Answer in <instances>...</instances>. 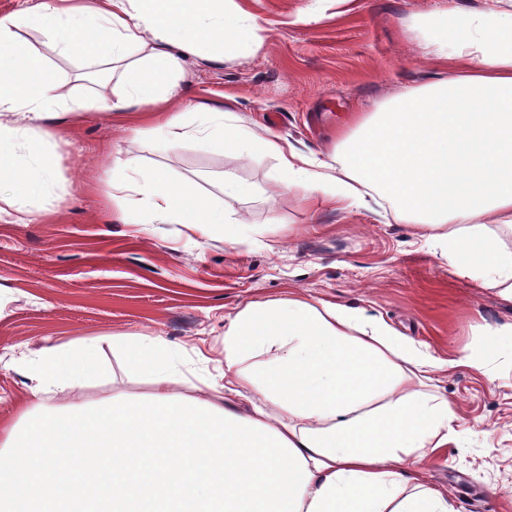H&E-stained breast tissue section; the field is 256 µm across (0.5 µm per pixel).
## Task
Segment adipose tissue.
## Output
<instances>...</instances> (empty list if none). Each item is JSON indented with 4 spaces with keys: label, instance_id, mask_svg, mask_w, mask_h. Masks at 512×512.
<instances>
[{
    "label": "adipose tissue",
    "instance_id": "ef3b65f1",
    "mask_svg": "<svg viewBox=\"0 0 512 512\" xmlns=\"http://www.w3.org/2000/svg\"><path fill=\"white\" fill-rule=\"evenodd\" d=\"M39 27L100 75L116 112L148 122L160 149L184 143L276 159L277 188L362 201L375 191L418 225L455 273L512 300V10L449 7L423 26L432 54L465 74L358 113L330 160L238 113L164 112L187 62L258 51L263 29L224 0H21L0 13V199L47 194L55 177L32 125L70 114L69 93L22 41ZM26 165H18V156ZM132 224L227 218L191 180L127 161L110 183ZM112 349L153 386L50 408L101 368L99 347L30 360L21 423L0 433V512H455L418 463L448 445L456 414L426 392L436 364L383 320L322 300L251 302L224 327V367L198 373L158 336ZM381 407H373L378 397ZM36 466H29L28 458Z\"/></svg>",
    "mask_w": 512,
    "mask_h": 512
}]
</instances>
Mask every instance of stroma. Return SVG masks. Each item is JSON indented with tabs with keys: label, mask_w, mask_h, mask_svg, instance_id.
Wrapping results in <instances>:
<instances>
[{
	"label": "stroma",
	"mask_w": 512,
	"mask_h": 512,
	"mask_svg": "<svg viewBox=\"0 0 512 512\" xmlns=\"http://www.w3.org/2000/svg\"><path fill=\"white\" fill-rule=\"evenodd\" d=\"M491 0H236L264 30L261 49L186 65L171 111L236 112L326 157L351 113L373 112L406 89L454 74L436 60L422 16ZM20 37L67 84L79 115L52 125L43 156L62 198L21 199L22 224L0 223V427L17 423L23 368L49 346L95 341L104 369L81 393L145 395L151 385L112 350L116 334L159 336L188 361H224V324L251 302L304 297L385 321L443 361L431 391L456 413L448 445L419 468L456 512H512V302L452 273L439 248L386 201L308 205L278 192L274 158L246 160L184 144L158 151L133 113L112 111L108 90L81 79L85 62L59 54L38 30ZM136 160L196 180L230 222L214 234L187 224H125L107 198L113 165ZM254 184L225 198L224 172Z\"/></svg>",
	"instance_id": "1"
}]
</instances>
